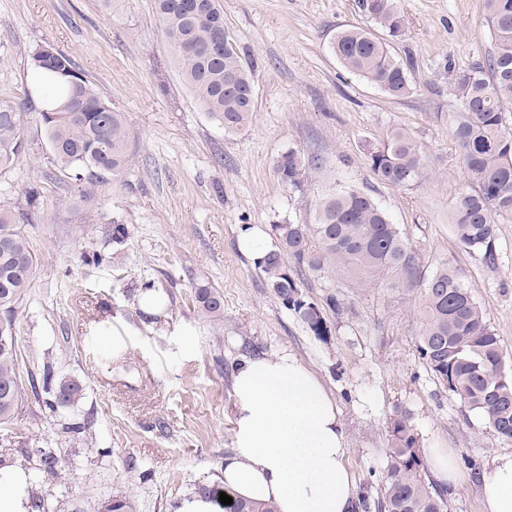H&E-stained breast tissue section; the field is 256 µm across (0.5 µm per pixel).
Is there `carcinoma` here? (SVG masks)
Listing matches in <instances>:
<instances>
[{
	"label": "carcinoma",
	"mask_w": 512,
	"mask_h": 512,
	"mask_svg": "<svg viewBox=\"0 0 512 512\" xmlns=\"http://www.w3.org/2000/svg\"><path fill=\"white\" fill-rule=\"evenodd\" d=\"M202 8L188 12L181 0H155L156 12L172 59L199 106L224 131L244 129L252 118L255 87L252 61L241 56L234 37L224 52L212 54L214 32L224 27L218 0H201ZM398 0H357L366 19L399 37L402 19ZM486 22L494 37L487 57L455 71L450 82L454 108L448 129L465 162L472 188L453 198L451 217L459 243L482 250L494 260V216L512 213V132L505 124L504 104L512 101V0H485ZM332 51L353 75L399 98L411 91L407 67L387 45L365 28L336 35ZM46 105L39 112L50 152L60 165L86 171L93 180L100 172L119 174L128 162V132L122 112L102 99L74 60L41 46L30 55ZM23 113L0 101V171L8 170L24 152ZM372 172L395 187L419 179L425 156L409 134L396 130L378 146L367 149ZM321 159L302 158L290 150L277 160L280 181L299 190L306 173ZM34 203L28 208H0V424L18 413L26 392L50 413L74 408L85 398L75 379L58 375L50 363L30 374L24 387L13 336L15 309L35 272L27 238L17 225L33 223ZM276 248L257 261L282 304L294 311L307 329L324 339L330 329L322 311L305 300L300 282L288 274L285 258L320 272L335 265L360 282L381 280L389 288H421L422 320L419 354L437 380L464 405L477 412L497 435L512 439V374L505 369L501 339L485 320L465 287L461 273L443 264L432 274L421 269L418 251L400 234L387 213L368 195L354 190L329 194L320 204L315 224H276ZM201 308L215 317L224 313V298L201 285L196 291ZM391 464L378 512H443L444 492L430 487L422 476L418 433L406 414L389 426ZM39 458L46 477L60 475L57 455L48 448H29ZM104 512H130L123 496L112 494ZM224 512H275L270 503L233 500Z\"/></svg>",
	"instance_id": "carcinoma-1"
}]
</instances>
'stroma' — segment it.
Returning <instances> with one entry per match:
<instances>
[{
  "mask_svg": "<svg viewBox=\"0 0 512 512\" xmlns=\"http://www.w3.org/2000/svg\"><path fill=\"white\" fill-rule=\"evenodd\" d=\"M224 25L253 61L250 124L228 134L181 82L154 0H0V101L24 114L30 148L0 173V206L23 208L36 188V223L23 225L36 257L34 278L16 309L20 374L55 363L81 381L80 413L92 426L66 432L67 416L25 400L0 425V470L30 474L29 508L102 512L118 493L133 512H176L199 485L218 482L232 446V381L246 358L290 354L325 385L347 439L346 463L358 489L384 496L389 424L408 414L421 454L452 451L459 475L444 512H484L479 475L495 454L511 453L476 412L449 393L418 352L416 288L356 285L345 272L290 266L330 334L320 340L285 308L239 236L251 227L313 224L320 201L352 189L371 196L419 253L424 273L457 268L501 339L512 370V214L496 216L494 261L464 248L450 224L466 165L448 130L455 70L482 60L494 39L484 0H399L404 33L389 39L408 65L411 93L395 99L349 73L331 46L366 26L356 0H219ZM49 46L69 54L100 96L123 112L130 161L79 193L70 169L53 163L38 113L45 101L30 54ZM404 129L421 146L425 169L411 186H390L365 152ZM295 150L322 158L302 190L282 184L277 160ZM124 225L123 240L112 237ZM207 285L224 297V317L195 298ZM163 306L147 311L146 291ZM337 298L340 310L329 306ZM123 347L113 350V339ZM50 448L64 461L56 482L37 481Z\"/></svg>",
  "mask_w": 512,
  "mask_h": 512,
  "instance_id": "stroma-1",
  "label": "stroma"
}]
</instances>
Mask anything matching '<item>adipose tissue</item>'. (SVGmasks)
Instances as JSON below:
<instances>
[{
    "label": "adipose tissue",
    "instance_id": "adipose-tissue-1",
    "mask_svg": "<svg viewBox=\"0 0 512 512\" xmlns=\"http://www.w3.org/2000/svg\"><path fill=\"white\" fill-rule=\"evenodd\" d=\"M233 447L221 468L230 497L277 512H355L343 427L322 383L293 355L256 356L233 376ZM485 512H512V453L481 475Z\"/></svg>",
    "mask_w": 512,
    "mask_h": 512
}]
</instances>
